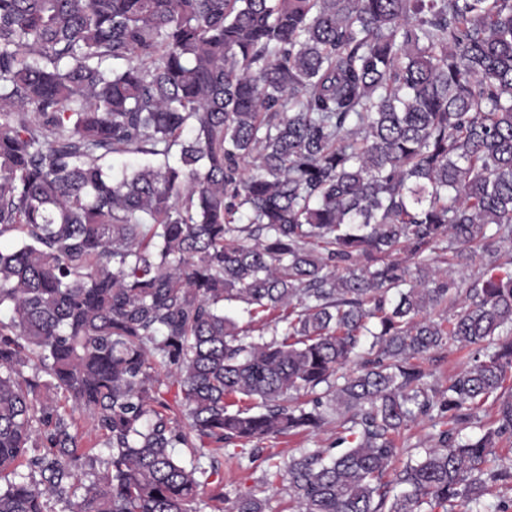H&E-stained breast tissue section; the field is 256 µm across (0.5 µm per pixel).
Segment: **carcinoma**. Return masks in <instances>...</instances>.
<instances>
[{"mask_svg":"<svg viewBox=\"0 0 512 512\" xmlns=\"http://www.w3.org/2000/svg\"><path fill=\"white\" fill-rule=\"evenodd\" d=\"M12 238L0 512H224V449L329 409L343 452L265 471L292 512H489L512 480V0H0ZM451 345L476 354L438 389L419 360ZM445 428L446 426L436 417V413H433L432 416L419 417L415 422L410 423L396 437L398 448H402V455L396 460L393 467L399 470L408 459L417 458L419 452L417 448L428 446V437ZM488 492L484 496V502L489 504L492 510L506 508L512 512V483L493 482L487 480Z\"/></svg>","mask_w":512,"mask_h":512,"instance_id":"obj_1","label":"carcinoma"}]
</instances>
